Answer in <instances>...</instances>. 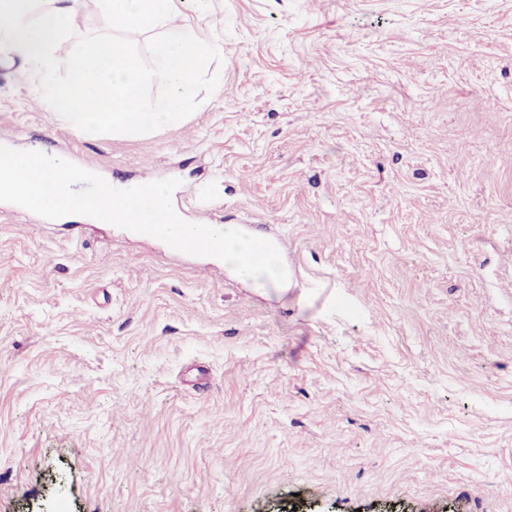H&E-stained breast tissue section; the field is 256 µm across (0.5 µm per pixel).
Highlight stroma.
Returning a JSON list of instances; mask_svg holds the SVG:
<instances>
[{
	"label": "stroma",
	"instance_id": "obj_1",
	"mask_svg": "<svg viewBox=\"0 0 512 512\" xmlns=\"http://www.w3.org/2000/svg\"><path fill=\"white\" fill-rule=\"evenodd\" d=\"M78 37L105 29L82 0ZM211 96L0 134L282 246L287 292L0 202V512H512V0H197Z\"/></svg>",
	"mask_w": 512,
	"mask_h": 512
}]
</instances>
